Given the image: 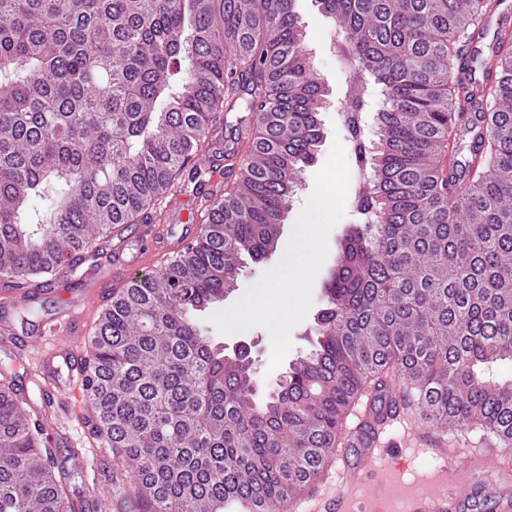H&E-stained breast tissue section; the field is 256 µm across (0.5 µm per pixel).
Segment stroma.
I'll return each instance as SVG.
<instances>
[{
    "instance_id": "obj_1",
    "label": "stroma",
    "mask_w": 512,
    "mask_h": 512,
    "mask_svg": "<svg viewBox=\"0 0 512 512\" xmlns=\"http://www.w3.org/2000/svg\"><path fill=\"white\" fill-rule=\"evenodd\" d=\"M300 5L306 25L305 47L315 70L329 88V104L322 114L323 140L316 160L306 169L302 185L292 198L280 228V237L288 239L294 226L304 223L322 240L323 248L316 267L311 270L305 268L298 273L304 304L289 322L286 340H277L268 320L262 317L256 318L248 331L239 335L224 326L225 314L233 312L245 298L254 295L281 263L283 252L279 249L260 262L245 260L234 290L223 302L212 305L199 317L214 342L230 348L240 341L249 344L257 375L264 382L286 372L290 362L311 350L315 341L312 334L315 317L323 306L324 283L336 261L340 240L357 221L351 195L358 181V170L343 117L336 109L337 101L348 88L351 64L336 51L333 45L336 38L334 23L320 13L315 0H300ZM328 174L335 179L339 199L327 208L319 196V183ZM85 272V267L81 266L73 276L59 279L51 293L37 295L35 314L16 310L12 317V334L0 332V369L7 370L18 387L23 389L32 410L45 408L40 389L34 381L42 347L36 344L17 350L11 338L26 335L33 325L59 317L66 308L70 293L82 287ZM50 410L54 432L65 438L67 447L81 451L89 459L88 465L80 471L83 481L97 484L102 494L111 495V512H144L133 491L134 480L130 472L116 463L111 448L102 444L91 445L88 430L69 417L64 405L54 404ZM388 448L402 462L396 476V486L401 492L418 487L421 476L441 463L439 451L415 453L403 445L397 431L389 435Z\"/></svg>"
}]
</instances>
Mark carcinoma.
Listing matches in <instances>:
<instances>
[{
  "instance_id": "1",
  "label": "carcinoma",
  "mask_w": 512,
  "mask_h": 512,
  "mask_svg": "<svg viewBox=\"0 0 512 512\" xmlns=\"http://www.w3.org/2000/svg\"><path fill=\"white\" fill-rule=\"evenodd\" d=\"M296 2L0 0L1 287L50 290L115 228L161 219L175 189L205 201L199 235L112 290L90 340L98 438L148 512L290 503L391 381L434 427L512 447V377L485 376L512 362V22L480 61L495 82L454 74L502 0H316L353 65L359 170L316 345L261 398L248 358L198 323L243 256L276 249L323 138ZM207 155L222 189L202 191ZM27 406L1 374L0 512H77L94 487Z\"/></svg>"
}]
</instances>
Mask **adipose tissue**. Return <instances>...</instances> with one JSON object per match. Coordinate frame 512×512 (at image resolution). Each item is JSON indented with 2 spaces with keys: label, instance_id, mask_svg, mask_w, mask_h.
Returning a JSON list of instances; mask_svg holds the SVG:
<instances>
[{
  "label": "adipose tissue",
  "instance_id": "adipose-tissue-1",
  "mask_svg": "<svg viewBox=\"0 0 512 512\" xmlns=\"http://www.w3.org/2000/svg\"><path fill=\"white\" fill-rule=\"evenodd\" d=\"M319 247V240L308 234L306 225H297L284 250L283 260L274 269L268 284L229 315V329L239 333L247 331L253 318L263 311L272 318L278 331H285L301 301L296 274L299 269L317 263Z\"/></svg>",
  "mask_w": 512,
  "mask_h": 512
}]
</instances>
